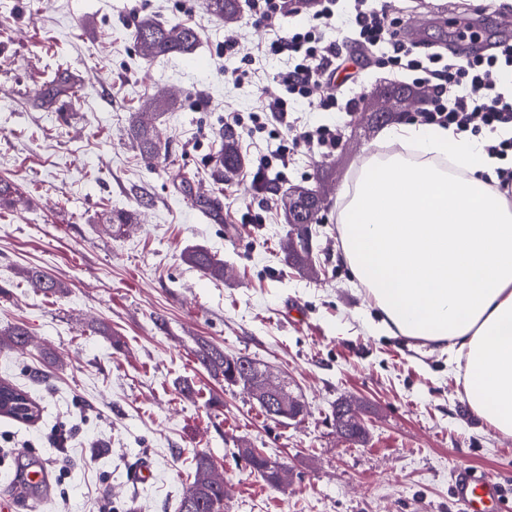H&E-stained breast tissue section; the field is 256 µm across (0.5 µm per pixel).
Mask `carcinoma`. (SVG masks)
<instances>
[{
	"instance_id": "obj_1",
	"label": "carcinoma",
	"mask_w": 512,
	"mask_h": 512,
	"mask_svg": "<svg viewBox=\"0 0 512 512\" xmlns=\"http://www.w3.org/2000/svg\"><path fill=\"white\" fill-rule=\"evenodd\" d=\"M207 8L216 17L224 20V25L230 26L237 20L239 14L238 0H206ZM136 46L140 57L145 61L171 55L191 52L197 42L196 32L181 23H162L150 15L138 17L135 26ZM44 99L52 101L68 93L70 78L62 70L56 69L47 73ZM173 101L157 98L149 105V111L140 112L133 124V136L139 144L140 153L153 160H159L169 155V145L155 138L153 121L161 112L169 109ZM224 142L217 155L216 164L221 174L229 177L235 174L243 164L239 150L238 139L234 132L226 130ZM25 203L23 196L14 184L0 179V205L16 206ZM283 213L294 212L292 229L284 246L285 258L298 269L307 274L313 273L307 263L309 238L304 231V225L316 220L317 209L311 203L303 202L295 206L288 194L280 197ZM183 261L200 271L206 277L214 280L224 279V261L218 259L210 251L195 247L183 253ZM27 283L32 288L44 292H55L64 287L61 282L45 275L36 268L25 272ZM195 358L202 367L216 375H222L224 382L231 386L257 385V372H245L243 364L253 363L254 359L245 356H228L221 349L203 342L195 350ZM332 418L342 423V436L345 440L361 445L366 442L368 429L355 410L341 411L333 407ZM245 458L250 469L258 474L267 485L275 486L273 475L265 470L262 450L245 448L238 450ZM214 468L212 458L204 453L195 455V471L192 482L193 492L181 498L178 512H224V485L209 480L208 475Z\"/></svg>"
}]
</instances>
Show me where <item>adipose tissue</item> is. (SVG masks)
<instances>
[{
    "mask_svg": "<svg viewBox=\"0 0 512 512\" xmlns=\"http://www.w3.org/2000/svg\"><path fill=\"white\" fill-rule=\"evenodd\" d=\"M481 137L417 122L385 129L337 202L340 257L379 330L455 356L470 408L512 435L511 160Z\"/></svg>",
    "mask_w": 512,
    "mask_h": 512,
    "instance_id": "obj_1",
    "label": "adipose tissue"
}]
</instances>
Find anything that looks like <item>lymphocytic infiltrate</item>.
Listing matches in <instances>:
<instances>
[{"label":"lymphocytic infiltrate","instance_id":"f902f5d3","mask_svg":"<svg viewBox=\"0 0 512 512\" xmlns=\"http://www.w3.org/2000/svg\"><path fill=\"white\" fill-rule=\"evenodd\" d=\"M332 16L330 7H322L313 14L309 27L277 34L264 47L265 54L288 55L292 64L274 77L284 88V95L263 97L259 112L253 113L250 120L258 128L279 123L286 141L273 155L256 159L253 185L269 184L273 164L287 165L291 144L303 141L328 151L336 148V129L322 125L312 131H299L288 120L292 103L309 99L312 88L339 76L336 59L341 39L334 34ZM354 24L365 44H390L394 50L393 65L403 64L408 70L423 72L424 83L433 84L434 96L423 114L426 123L452 125L457 131L474 135L485 128L500 130L503 138L488 145V153L504 157L512 151V93L501 92L499 88L502 75L512 71V45L504 47L498 55L466 57L437 67L414 57L412 49L405 46L400 21L389 18L384 10H357Z\"/></svg>","mask_w":512,"mask_h":512}]
</instances>
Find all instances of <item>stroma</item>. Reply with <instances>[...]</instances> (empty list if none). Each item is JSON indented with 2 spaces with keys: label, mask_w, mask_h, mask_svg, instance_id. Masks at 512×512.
<instances>
[{
  "label": "stroma",
  "mask_w": 512,
  "mask_h": 512,
  "mask_svg": "<svg viewBox=\"0 0 512 512\" xmlns=\"http://www.w3.org/2000/svg\"><path fill=\"white\" fill-rule=\"evenodd\" d=\"M365 5L417 23L426 53L447 61L453 44L488 55L512 39V0ZM352 10L335 0L351 75L341 100L412 83L388 64L390 45L361 46ZM145 14L192 27L196 49L144 61L134 31ZM462 31L471 39L459 40ZM271 36L246 9L225 26L206 0H0V179L26 199L0 207V333L30 335L25 348H0V380L39 409L29 422L0 415V499L17 496V512H177L201 451L224 476V512H463L452 480L465 468L512 491V436L472 411L448 352L376 330L375 309L340 260L335 201L375 148L361 110L290 112L299 128L336 127L338 143L327 155L299 143L287 166H273L269 193L250 172L277 133L236 128L244 165L218 178L228 114L248 118L289 65L264 55ZM59 64L76 92L48 105L43 73ZM240 67L250 76L238 82ZM158 96L175 102L155 121L170 154L148 162L130 129ZM318 184L329 204L312 227L309 277L284 261L278 199ZM116 210L134 223L109 227L103 216ZM192 246L223 260V281L183 262ZM30 268L62 290L30 287ZM201 340L287 382L306 406L302 420L266 418L246 391L199 366ZM344 399L367 424L363 445L333 424ZM244 443L286 466L282 486L251 472L237 455ZM144 463L154 478L134 486L128 475ZM23 464L45 466L48 484L16 486Z\"/></svg>",
  "instance_id": "1"
}]
</instances>
